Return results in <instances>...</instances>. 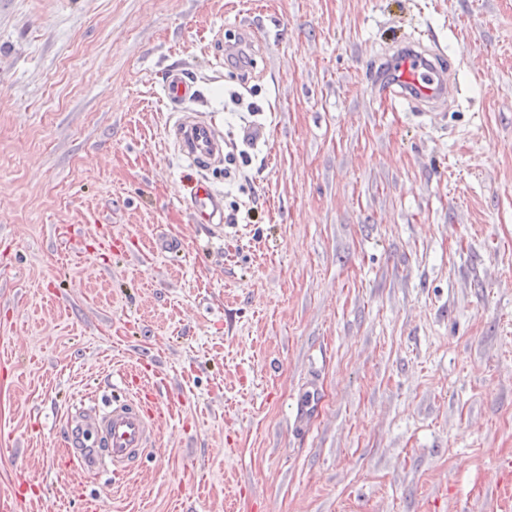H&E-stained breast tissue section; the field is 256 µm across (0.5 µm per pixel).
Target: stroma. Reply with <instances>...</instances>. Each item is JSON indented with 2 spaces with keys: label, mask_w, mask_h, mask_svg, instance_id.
Listing matches in <instances>:
<instances>
[{
  "label": "stroma",
  "mask_w": 512,
  "mask_h": 512,
  "mask_svg": "<svg viewBox=\"0 0 512 512\" xmlns=\"http://www.w3.org/2000/svg\"><path fill=\"white\" fill-rule=\"evenodd\" d=\"M410 39L451 65L424 113L373 82ZM172 69L224 140L220 237L167 137ZM146 363L156 447L119 484L66 468L68 413ZM3 495L512 512V0H0Z\"/></svg>",
  "instance_id": "stroma-1"
}]
</instances>
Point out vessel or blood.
I'll return each mask as SVG.
<instances>
[{"label":"vessel or blood","mask_w":512,"mask_h":512,"mask_svg":"<svg viewBox=\"0 0 512 512\" xmlns=\"http://www.w3.org/2000/svg\"><path fill=\"white\" fill-rule=\"evenodd\" d=\"M380 90L391 101L415 105L436 104L448 94L447 68L440 53L425 49L402 48L387 67ZM164 97L177 118L171 127L173 145L195 169L205 170L221 162L224 146L211 126L186 104L195 91L179 72H170L163 89ZM190 207L197 223L222 221L224 209L220 197L206 179L193 182ZM164 417L163 406L148 408L141 400L121 395L104 406L83 409L69 416L64 442L72 448V461L83 473H94L110 466L129 471L150 444Z\"/></svg>","instance_id":"b4317fda"}]
</instances>
